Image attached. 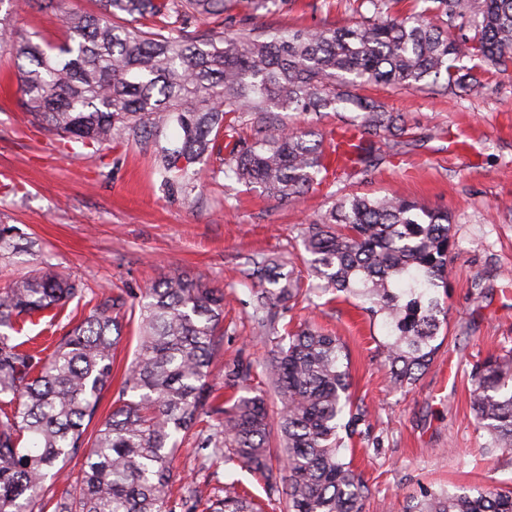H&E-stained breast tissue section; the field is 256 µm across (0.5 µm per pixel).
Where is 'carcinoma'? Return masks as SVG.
Wrapping results in <instances>:
<instances>
[{
  "instance_id": "cac0c4a2",
  "label": "carcinoma",
  "mask_w": 512,
  "mask_h": 512,
  "mask_svg": "<svg viewBox=\"0 0 512 512\" xmlns=\"http://www.w3.org/2000/svg\"><path fill=\"white\" fill-rule=\"evenodd\" d=\"M66 41L43 45L19 25L15 0L0 18V48L27 61L18 69L20 105L71 150L114 144L149 151L153 171L183 197H198L197 167L218 139L228 157L213 175L296 202L327 181L367 173L377 143L401 137L404 117L343 88L377 83L436 94L478 93L486 75L512 67V0H361L351 25L257 34L227 13V0H93L71 12L63 0H36ZM355 113L347 116L349 107ZM339 114L329 142L283 121L282 113ZM247 114L242 136L227 114ZM305 274L278 257L248 259L258 281L249 305L275 348L258 364L225 368L245 391L222 400L211 360L224 343V289L200 277H163L136 302L102 293L51 354L15 334L32 317L77 299L84 285L45 256L34 273L0 291V512H262L247 493L219 497L185 483L171 459L191 433L199 456L250 468L279 512H363L371 494L345 461V439L360 434L366 411L350 400L349 353L336 336L276 312L330 292L366 305L385 328L383 365L394 389L431 364L448 323L454 249L447 212L397 196L339 195L325 219L301 230ZM138 320L137 345L112 412L88 431L112 384L114 351L125 324ZM260 373L281 400L272 423L251 394ZM472 411L483 447L512 455V349L472 364ZM277 426L281 456L271 448ZM84 452L74 492L45 501L48 479L68 478ZM402 512H512V489L421 491Z\"/></svg>"
}]
</instances>
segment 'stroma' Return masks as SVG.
Segmentation results:
<instances>
[{
	"mask_svg": "<svg viewBox=\"0 0 512 512\" xmlns=\"http://www.w3.org/2000/svg\"><path fill=\"white\" fill-rule=\"evenodd\" d=\"M358 4L281 0L256 11L250 0H236L234 13L259 31L297 30L352 24ZM16 73L14 56L0 51V225L13 226L16 241H34L37 254L96 293L120 287L136 295L161 276L182 273L224 289L215 382L236 360L267 357L273 344L248 318L245 259L296 258L301 226L330 206L325 189L289 203L220 179L208 182L201 202H191L163 185L150 154L138 147L62 150L57 136L28 124L14 95ZM487 82L481 94L458 97L380 84L360 90L401 113L405 132L397 146L383 148L375 168L343 182L344 192L397 195L448 211L453 221L446 338L428 370L407 392L394 391L380 364L381 321L354 301L292 312L340 336L350 353L352 401L368 417L344 455L371 488L364 512H387L390 502L423 486L512 487V459L482 446L469 378L472 362L512 348V74L493 73ZM89 311L86 302H70L55 321L34 318L24 335L50 346L52 335ZM193 446L186 441L173 459L188 484L210 490L233 482L265 501L258 475L202 465Z\"/></svg>",
	"mask_w": 512,
	"mask_h": 512,
	"instance_id": "obj_1",
	"label": "stroma"
}]
</instances>
